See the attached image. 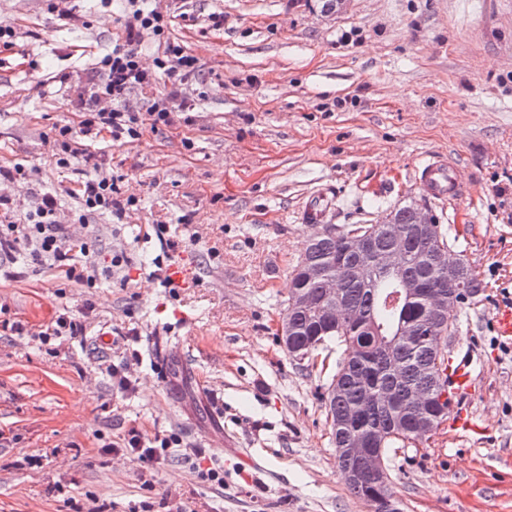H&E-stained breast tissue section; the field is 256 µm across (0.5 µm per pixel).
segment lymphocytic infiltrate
I'll return each mask as SVG.
<instances>
[{"label":"lymphocytic infiltrate","mask_w":512,"mask_h":512,"mask_svg":"<svg viewBox=\"0 0 512 512\" xmlns=\"http://www.w3.org/2000/svg\"><path fill=\"white\" fill-rule=\"evenodd\" d=\"M125 12L124 43L115 45L111 53L101 59L99 82L87 96L77 100L79 109L84 112L80 129L62 125L56 127L53 136L57 164H69L71 158L78 156L94 170L93 176L79 181L72 191L80 203L77 222L83 232L74 234L69 225L59 222L60 203L56 193L39 194L22 222L0 225V272L4 271L6 263L14 260L16 253L23 252L29 261L43 269L85 280L92 286L101 278L111 277L124 262L123 254L115 252L109 263L92 264L86 273L78 271L75 265L77 256L89 254L94 216L104 212L120 214L125 209L116 180L102 170L101 156L78 150L74 145L75 137L80 134L95 138L106 132L113 144L121 146L138 140L144 130L171 126L178 115L195 110L196 102L189 97L187 86L201 73L197 59L180 43L166 37L169 19L150 9L147 0H125ZM146 33L160 40V51L151 70L142 65L138 53L140 39ZM162 75L168 78L163 98L153 102L146 111L129 110L126 101L131 92L155 85Z\"/></svg>","instance_id":"1"}]
</instances>
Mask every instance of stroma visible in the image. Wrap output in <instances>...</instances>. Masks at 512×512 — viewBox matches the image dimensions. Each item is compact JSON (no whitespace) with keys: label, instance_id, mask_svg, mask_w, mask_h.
<instances>
[{"label":"stroma","instance_id":"stroma-1","mask_svg":"<svg viewBox=\"0 0 512 512\" xmlns=\"http://www.w3.org/2000/svg\"><path fill=\"white\" fill-rule=\"evenodd\" d=\"M152 4L202 66L197 106L190 123L90 146L136 198L94 219L92 256L123 252L124 277L90 288L23 257L0 277V512H370L339 475L332 373L292 360L276 323L311 235L411 199L459 230L487 285L451 344L474 358L468 404L486 430L389 449V487L402 512H512V338L493 330L512 305V0ZM125 21L123 0H0L16 31L0 52V166L39 170L9 185L16 212L41 190L78 210L68 191L90 169L56 165L50 139L79 125L73 91L96 82ZM439 154L458 161L460 200L415 179ZM185 259L195 284H169ZM62 314L83 333L42 343ZM132 429L171 439L164 468L120 453Z\"/></svg>","mask_w":512,"mask_h":512}]
</instances>
